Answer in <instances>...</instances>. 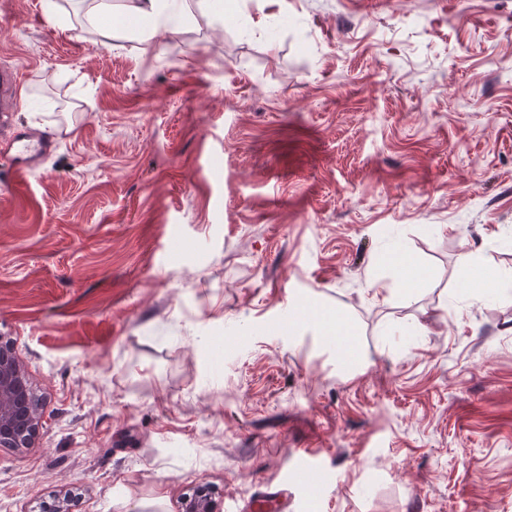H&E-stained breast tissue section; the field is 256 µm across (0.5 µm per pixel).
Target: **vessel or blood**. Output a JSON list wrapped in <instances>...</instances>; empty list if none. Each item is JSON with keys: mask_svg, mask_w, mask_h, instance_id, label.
Returning <instances> with one entry per match:
<instances>
[{"mask_svg": "<svg viewBox=\"0 0 512 512\" xmlns=\"http://www.w3.org/2000/svg\"><path fill=\"white\" fill-rule=\"evenodd\" d=\"M19 82L15 70L0 69V166L15 183L26 181L57 148L55 141L34 138L15 125L14 117L20 110ZM288 500V484L283 481L266 487L258 503L274 504L280 512H286Z\"/></svg>", "mask_w": 512, "mask_h": 512, "instance_id": "vessel-or-blood-1", "label": "vessel or blood"}]
</instances>
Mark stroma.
I'll return each mask as SVG.
<instances>
[{
    "mask_svg": "<svg viewBox=\"0 0 512 512\" xmlns=\"http://www.w3.org/2000/svg\"><path fill=\"white\" fill-rule=\"evenodd\" d=\"M55 2L0 0L16 122L57 144L25 191L0 171V338L44 422L0 512H234L297 448L323 479L288 512H512V295L457 265L486 239L512 274V0H186L148 39ZM324 307L353 378L290 327ZM327 333L331 336L336 335V371L347 372L352 375L355 374L360 367L363 365V355L361 348L358 345V328L351 321L346 320L336 314V318L333 317L327 310L323 317L321 327L317 331ZM343 342H346L344 344ZM347 349L348 356L346 359H342L339 350Z\"/></svg>",
    "mask_w": 512,
    "mask_h": 512,
    "instance_id": "1",
    "label": "stroma"
}]
</instances>
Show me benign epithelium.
Here are the masks:
<instances>
[{
    "label": "benign epithelium",
    "instance_id": "benign-epithelium-1",
    "mask_svg": "<svg viewBox=\"0 0 512 512\" xmlns=\"http://www.w3.org/2000/svg\"><path fill=\"white\" fill-rule=\"evenodd\" d=\"M43 428L40 402L13 342H0V446L28 448ZM183 512H215L206 492L185 500Z\"/></svg>",
    "mask_w": 512,
    "mask_h": 512
}]
</instances>
